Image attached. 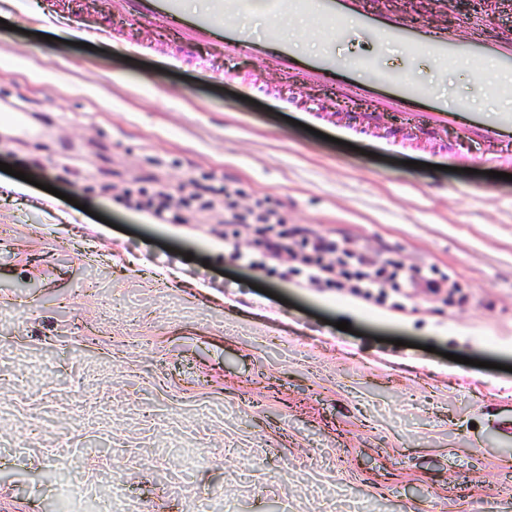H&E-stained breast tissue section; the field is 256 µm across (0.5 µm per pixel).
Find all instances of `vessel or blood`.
Segmentation results:
<instances>
[{"label":"vessel or blood","mask_w":512,"mask_h":512,"mask_svg":"<svg viewBox=\"0 0 512 512\" xmlns=\"http://www.w3.org/2000/svg\"><path fill=\"white\" fill-rule=\"evenodd\" d=\"M248 6L249 0H205L201 10L189 14L183 0H112L116 16L176 30L179 41L217 40L227 58L262 59L272 71L292 78L297 92L320 85L333 88L347 100L372 99L395 117L431 130L455 126L467 138L489 148L512 140V108L475 111L464 101L452 106L431 87L409 79L404 72L386 71L378 65V57L389 43L427 57L441 74L464 56L475 61L489 60L505 76L496 85L497 95L512 101V37H492L485 28L471 24L451 30L444 24L408 23L395 15L369 11L366 0H265L266 9L275 15L307 14L320 22H342L336 38H345V25L353 22L376 39L372 54L349 62L338 57L332 48L306 58L293 43L281 38L277 28H270L257 38L233 24L232 16L246 11Z\"/></svg>","instance_id":"obj_1"}]
</instances>
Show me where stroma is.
Returning <instances> with one entry per match:
<instances>
[{"label":"stroma","mask_w":512,"mask_h":512,"mask_svg":"<svg viewBox=\"0 0 512 512\" xmlns=\"http://www.w3.org/2000/svg\"><path fill=\"white\" fill-rule=\"evenodd\" d=\"M0 18V108L51 131L0 139V512H512L511 164L327 87L296 105L217 41L171 56L112 0ZM440 90L500 106L461 65ZM190 177L470 296L372 306L232 260L223 211L124 204Z\"/></svg>","instance_id":"obj_1"}]
</instances>
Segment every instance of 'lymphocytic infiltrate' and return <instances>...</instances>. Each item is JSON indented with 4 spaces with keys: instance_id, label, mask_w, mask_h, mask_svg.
Wrapping results in <instances>:
<instances>
[{
    "instance_id": "lymphocytic-infiltrate-1",
    "label": "lymphocytic infiltrate",
    "mask_w": 512,
    "mask_h": 512,
    "mask_svg": "<svg viewBox=\"0 0 512 512\" xmlns=\"http://www.w3.org/2000/svg\"><path fill=\"white\" fill-rule=\"evenodd\" d=\"M224 211V244L236 250L237 240L246 233L261 236L260 266L268 274L278 272L282 254H291L295 264L292 275L322 288L348 290L366 299H383L393 293L404 297L424 294L439 298L459 290L452 276L436 268H405L399 261L381 252H374L347 237H332L309 228L285 223L281 214L264 199H256L249 207H240L237 190L228 188L223 199L207 198L199 209Z\"/></svg>"
}]
</instances>
